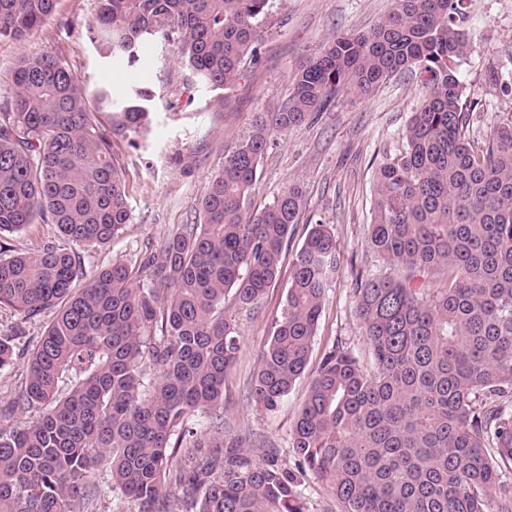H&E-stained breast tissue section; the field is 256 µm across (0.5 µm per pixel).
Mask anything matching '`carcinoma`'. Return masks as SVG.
Segmentation results:
<instances>
[{"mask_svg":"<svg viewBox=\"0 0 512 512\" xmlns=\"http://www.w3.org/2000/svg\"><path fill=\"white\" fill-rule=\"evenodd\" d=\"M99 51L129 65L150 41L177 44L183 65L226 90L257 48L273 0H96ZM469 0H395L372 30L333 36L275 112L224 155L198 207L134 263L84 278L70 253L0 257V308L52 319L27 359V382L0 411V512H306L309 471L342 512H512V118L480 137L458 66L470 52ZM55 0H0V38L42 25ZM426 94L404 146L374 175L367 247L389 267L356 284L375 360L368 374L337 344L323 355L292 429L290 469L257 462L224 436V389L240 344L224 315L276 280L303 192L290 185L250 207L273 135L313 120L345 90L368 95L398 73ZM512 92V58L488 63ZM0 108V239L30 224L104 246L131 223L112 143L141 132L152 95L92 96L55 56L14 68ZM107 120H102L103 114ZM336 238L312 225L296 254L281 318L252 386L276 411L305 372ZM442 274L441 288L418 282ZM0 335V370L18 360ZM33 419L23 428L15 414ZM109 466L105 491L89 480Z\"/></svg>","mask_w":512,"mask_h":512,"instance_id":"obj_1","label":"carcinoma"}]
</instances>
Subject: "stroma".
Instances as JSON below:
<instances>
[{
  "label": "stroma",
  "mask_w": 512,
  "mask_h": 512,
  "mask_svg": "<svg viewBox=\"0 0 512 512\" xmlns=\"http://www.w3.org/2000/svg\"><path fill=\"white\" fill-rule=\"evenodd\" d=\"M394 7V0H275L264 26L258 65L247 68L224 93L192 80L176 44L154 43L138 65L102 56L86 25L96 0H57L52 14L23 38L0 39V81L21 58L49 53L68 65L85 92L109 86L116 94L134 87L155 93V108L145 135L120 141L112 151L126 168L128 204L133 221L125 234L105 246L74 248L86 273L112 260L133 261L146 248H158L166 235L193 223L211 177L224 166V152L248 136L259 113L269 112L291 93L306 60L331 35L369 32ZM472 46L459 68L468 100L476 102L473 129L486 135L512 117V95L489 84V60L512 55V0H473ZM425 90L417 76L399 75L371 95L351 91L309 123L275 135L260 163L251 195L252 209L271 203L290 184L303 190L298 224L293 225L276 281L254 309L228 304L240 342L238 360L224 389V432L239 436L258 455L276 449L280 463L296 467L290 444L293 421L324 353L336 343L352 350L365 371H373L356 312L359 276L381 274L385 264L366 247L374 202V170L404 145L402 132ZM223 106H215L216 96ZM336 236V271L326 292L305 373L279 410L259 408L251 382L264 344L280 319L295 254L315 223Z\"/></svg>",
  "instance_id": "1"
}]
</instances>
